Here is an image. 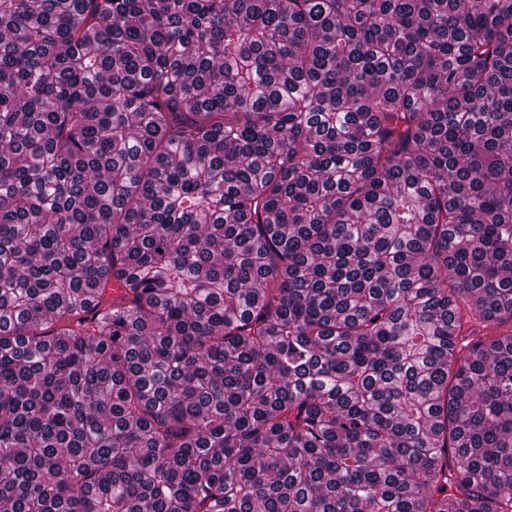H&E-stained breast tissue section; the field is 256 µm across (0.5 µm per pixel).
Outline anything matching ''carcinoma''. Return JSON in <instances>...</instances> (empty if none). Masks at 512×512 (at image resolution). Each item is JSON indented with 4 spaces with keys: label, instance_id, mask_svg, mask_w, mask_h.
Masks as SVG:
<instances>
[{
    "label": "carcinoma",
    "instance_id": "1",
    "mask_svg": "<svg viewBox=\"0 0 512 512\" xmlns=\"http://www.w3.org/2000/svg\"><path fill=\"white\" fill-rule=\"evenodd\" d=\"M512 512V0H0V508Z\"/></svg>",
    "mask_w": 512,
    "mask_h": 512
}]
</instances>
